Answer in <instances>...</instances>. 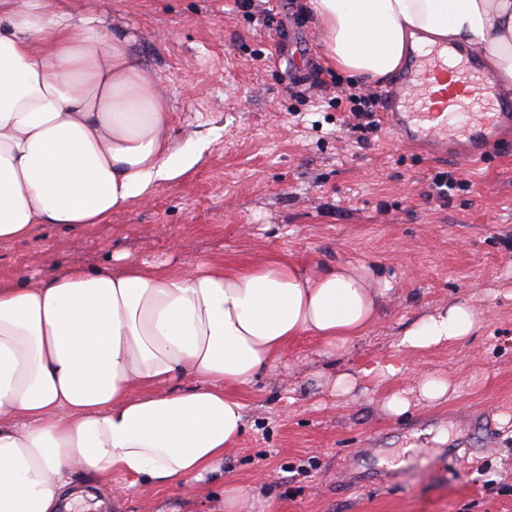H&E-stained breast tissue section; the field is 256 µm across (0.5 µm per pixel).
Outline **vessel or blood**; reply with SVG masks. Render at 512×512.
Instances as JSON below:
<instances>
[{"label":"vessel or blood","instance_id":"obj_1","mask_svg":"<svg viewBox=\"0 0 512 512\" xmlns=\"http://www.w3.org/2000/svg\"><path fill=\"white\" fill-rule=\"evenodd\" d=\"M418 62L387 93L390 131L402 144L434 157L448 155L467 164L482 160L495 145L496 131H512V100L500 99L491 77L472 62L452 69L433 55ZM450 73L469 86V93L446 83Z\"/></svg>","mask_w":512,"mask_h":512}]
</instances>
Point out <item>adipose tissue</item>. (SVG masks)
Listing matches in <instances>:
<instances>
[{"instance_id": "1", "label": "adipose tissue", "mask_w": 512, "mask_h": 512, "mask_svg": "<svg viewBox=\"0 0 512 512\" xmlns=\"http://www.w3.org/2000/svg\"><path fill=\"white\" fill-rule=\"evenodd\" d=\"M326 56L366 81L416 50L476 49L512 91V0H304ZM105 33L96 0H0V240L38 227L105 224L198 161L177 147L168 97ZM392 285L353 263L268 258L245 269L112 257L94 270L0 279V512H67L84 474L111 499L138 485L196 493L244 429L234 388L281 362L301 336L341 354L376 325ZM472 307L447 302L402 332L422 350L470 336ZM422 373L382 402L392 417L446 399ZM224 512H274L262 483L224 489Z\"/></svg>"}]
</instances>
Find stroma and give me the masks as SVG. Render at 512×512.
Segmentation results:
<instances>
[{
  "label": "stroma",
  "instance_id": "stroma-1",
  "mask_svg": "<svg viewBox=\"0 0 512 512\" xmlns=\"http://www.w3.org/2000/svg\"><path fill=\"white\" fill-rule=\"evenodd\" d=\"M161 77L178 145L202 149L185 175L106 224L36 229L0 241V278L92 270L115 253L171 266L219 258L246 268L279 256L308 267L375 269L393 292L380 322L340 358L302 336L286 365L239 389L246 431L203 497L140 488L105 512H209L226 482L263 480L278 512H512V142L464 165L401 145L387 127L351 126L350 77L322 49L303 0H99ZM447 171V199L430 183ZM460 300L471 336L400 346L403 328ZM360 375L353 396L323 377ZM455 390L391 417L382 400L421 372ZM446 442H437L440 429Z\"/></svg>",
  "mask_w": 512,
  "mask_h": 512
}]
</instances>
